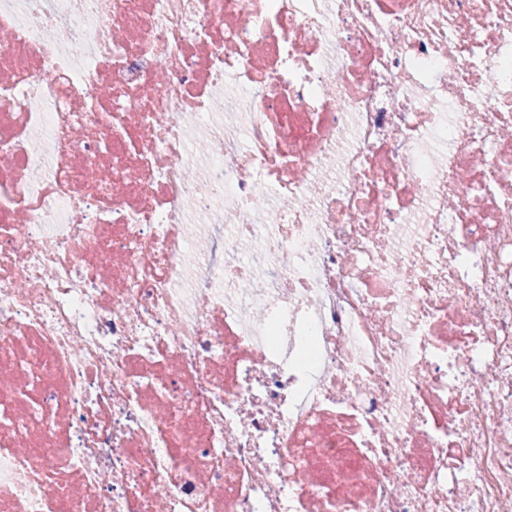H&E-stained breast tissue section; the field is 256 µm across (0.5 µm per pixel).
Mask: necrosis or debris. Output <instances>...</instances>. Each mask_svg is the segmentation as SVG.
Returning a JSON list of instances; mask_svg holds the SVG:
<instances>
[{
    "label": "necrosis or debris",
    "instance_id": "4bbe7bcc",
    "mask_svg": "<svg viewBox=\"0 0 512 512\" xmlns=\"http://www.w3.org/2000/svg\"><path fill=\"white\" fill-rule=\"evenodd\" d=\"M0 32V512H512V0Z\"/></svg>",
    "mask_w": 512,
    "mask_h": 512
}]
</instances>
